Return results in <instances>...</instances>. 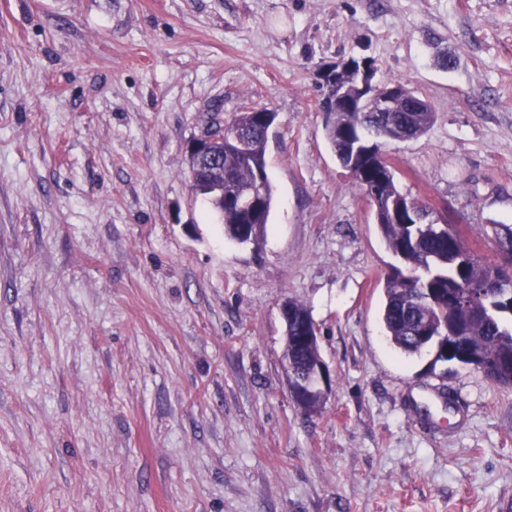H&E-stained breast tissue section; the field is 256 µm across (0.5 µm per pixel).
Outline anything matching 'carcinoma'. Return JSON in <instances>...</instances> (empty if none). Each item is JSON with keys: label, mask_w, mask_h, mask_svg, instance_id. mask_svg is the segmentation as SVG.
Segmentation results:
<instances>
[{"label": "carcinoma", "mask_w": 512, "mask_h": 512, "mask_svg": "<svg viewBox=\"0 0 512 512\" xmlns=\"http://www.w3.org/2000/svg\"><path fill=\"white\" fill-rule=\"evenodd\" d=\"M396 101L391 112H359L353 101L331 102L335 119L327 122V136L340 164L353 168V178L376 205L374 213L388 249L403 268L395 269L385 283L382 321L390 343L401 353L413 355L424 348L416 340L423 327L443 334L438 359L461 365H477L491 381L512 387V330L503 326L501 314L507 312L512 290L505 289L503 300L493 307L474 301L448 300L456 291L457 279L482 288L495 275L496 264L475 254L453 226L441 229L433 212L392 216L390 204L406 202L407 195L397 187L394 168L377 159L387 141L411 140L422 136L433 121L434 112L422 99L410 108L409 96ZM259 108L247 107L235 114L224 133V183L236 193L256 188V170L264 175L262 200L268 223L273 205V188L267 171L265 152L267 128L259 123ZM224 224V237L240 241L247 217L236 203L207 198ZM501 259L512 263V225L493 223ZM321 359L320 346H304L296 361L297 371L306 375Z\"/></svg>", "instance_id": "carcinoma-1"}]
</instances>
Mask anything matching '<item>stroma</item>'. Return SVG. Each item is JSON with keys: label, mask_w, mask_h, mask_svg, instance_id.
Wrapping results in <instances>:
<instances>
[{"label": "stroma", "mask_w": 512, "mask_h": 512, "mask_svg": "<svg viewBox=\"0 0 512 512\" xmlns=\"http://www.w3.org/2000/svg\"><path fill=\"white\" fill-rule=\"evenodd\" d=\"M350 57L431 103L385 146L398 186L497 260L512 0H0V512H500L512 387L382 326L399 261L320 110ZM246 104L275 114V202L240 244L185 146ZM291 299L330 369L314 413ZM289 307V308H288ZM294 314V317L297 318L301 315L310 316L307 308L299 302L288 300L282 307V316L286 325V343H285V351H284V361H285V369L287 373L288 386L289 391L296 402L297 405H303V393L304 390L302 386L308 387L310 390L315 389V391H319L324 393V390L327 388V385L330 382L329 374L330 371L326 365V363L321 359L320 346H319V338L316 325H314L313 331L315 336L310 331L309 324L307 320L304 321V326H300L298 331L301 333L299 336H294L292 333L295 327V322L289 326L288 333V320L292 316L291 312ZM316 344L312 345L313 343ZM307 345V346H305ZM312 345V346H309ZM295 353L296 350L300 349L299 358L296 361L297 371L301 375H308L310 367H313L319 359V363L316 365L314 370L310 372L309 378H302L295 374V364L296 360L295 356L290 353Z\"/></svg>", "instance_id": "stroma-1"}]
</instances>
